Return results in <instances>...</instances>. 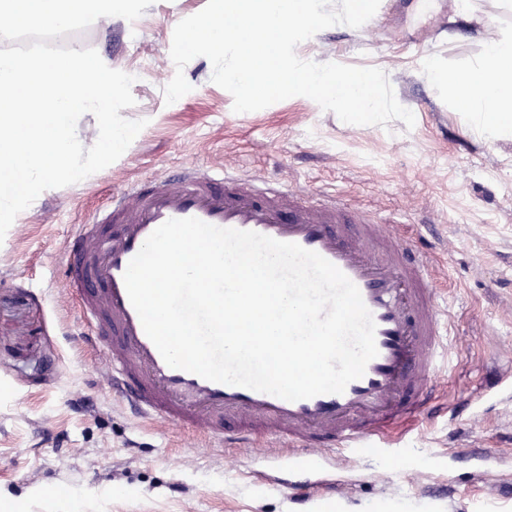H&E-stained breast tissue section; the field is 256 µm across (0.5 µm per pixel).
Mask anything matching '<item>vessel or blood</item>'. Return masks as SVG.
Returning <instances> with one entry per match:
<instances>
[{
  "instance_id": "vessel-or-blood-1",
  "label": "vessel or blood",
  "mask_w": 512,
  "mask_h": 512,
  "mask_svg": "<svg viewBox=\"0 0 512 512\" xmlns=\"http://www.w3.org/2000/svg\"><path fill=\"white\" fill-rule=\"evenodd\" d=\"M190 217L296 243L338 267L375 322L378 354L364 375L343 393L291 402L170 367L146 335L123 276L157 227ZM63 276L85 324L75 341L100 351L115 394L148 421L200 426L221 447L287 449L288 486L297 491L371 444L396 454L395 430L426 413L456 361L427 253L368 211L325 195L304 204L295 188L258 174L190 164L128 185L70 240Z\"/></svg>"
}]
</instances>
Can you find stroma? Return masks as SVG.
Segmentation results:
<instances>
[{
  "instance_id": "35a3bbf8",
  "label": "stroma",
  "mask_w": 512,
  "mask_h": 512,
  "mask_svg": "<svg viewBox=\"0 0 512 512\" xmlns=\"http://www.w3.org/2000/svg\"><path fill=\"white\" fill-rule=\"evenodd\" d=\"M207 0H154L136 21H97L55 38L92 48L133 75L145 120L124 154L93 177L49 189L21 212L0 242V507L10 512H512V405L482 400L478 415H454L482 399L492 373L512 370V136L478 133L444 85L424 70L475 65L483 26L512 30V0H381L365 28L334 25L301 55L318 63L376 67L416 118L387 127L342 122L295 96L236 113L197 57L184 68L191 91L166 104L175 74L173 31ZM136 39L113 45L117 32ZM184 163L279 177L310 194L338 192L387 219L407 244L434 256L440 304L455 317L460 363L441 383L439 409L408 426L401 467L413 481L383 478L379 449L357 457L338 491L314 487L300 503L269 485L263 449L211 446L200 430L152 424L125 408L90 355L72 342L82 321L65 291L67 246L89 213L124 185ZM480 448L500 476L449 460Z\"/></svg>"
}]
</instances>
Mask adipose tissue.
Instances as JSON below:
<instances>
[{"mask_svg":"<svg viewBox=\"0 0 512 512\" xmlns=\"http://www.w3.org/2000/svg\"><path fill=\"white\" fill-rule=\"evenodd\" d=\"M483 40V56L469 69L449 75L430 59L424 66L478 127L492 134L512 132V33L495 28L485 31Z\"/></svg>","mask_w":512,"mask_h":512,"instance_id":"obj_1","label":"adipose tissue"}]
</instances>
